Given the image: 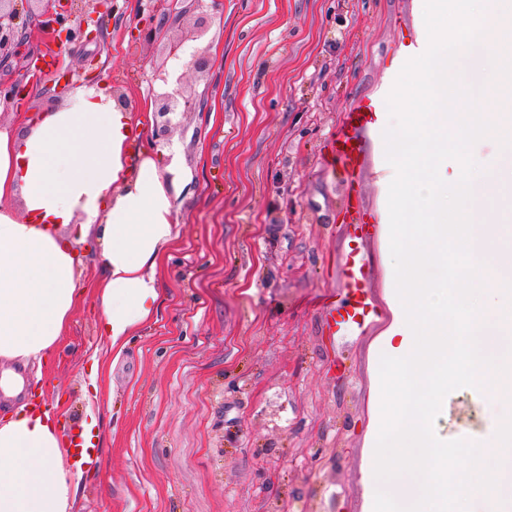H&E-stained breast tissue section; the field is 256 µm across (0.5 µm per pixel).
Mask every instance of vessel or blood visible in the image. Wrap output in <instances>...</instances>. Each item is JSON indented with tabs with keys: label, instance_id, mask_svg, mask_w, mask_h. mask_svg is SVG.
<instances>
[{
	"label": "vessel or blood",
	"instance_id": "1",
	"mask_svg": "<svg viewBox=\"0 0 512 512\" xmlns=\"http://www.w3.org/2000/svg\"><path fill=\"white\" fill-rule=\"evenodd\" d=\"M374 106L356 107L346 112L341 129L333 141L336 157L356 167L362 157L359 134L374 123ZM374 217L360 203H349L343 215L344 224L349 225L354 237L363 238L369 233ZM344 287L329 305L332 323L339 328L364 331L375 319L376 308L369 289V276L365 260L359 250H352L343 269Z\"/></svg>",
	"mask_w": 512,
	"mask_h": 512
}]
</instances>
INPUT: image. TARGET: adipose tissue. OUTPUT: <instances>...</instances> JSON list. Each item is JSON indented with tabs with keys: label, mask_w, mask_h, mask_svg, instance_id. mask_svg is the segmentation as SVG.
<instances>
[{
	"label": "adipose tissue",
	"mask_w": 512,
	"mask_h": 512,
	"mask_svg": "<svg viewBox=\"0 0 512 512\" xmlns=\"http://www.w3.org/2000/svg\"><path fill=\"white\" fill-rule=\"evenodd\" d=\"M131 116L103 85L76 86L68 104L0 131V200L20 198L21 213L0 209V361L42 363L69 315L85 302L75 254L92 244L102 330L114 355L153 316V274L175 241L177 162L146 154L131 163ZM71 234H63V227ZM79 453L47 410L15 408L0 423V512H70L92 463V427Z\"/></svg>",
	"instance_id": "adipose-tissue-1"
}]
</instances>
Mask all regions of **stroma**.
I'll return each mask as SVG.
<instances>
[{
  "label": "stroma",
  "instance_id": "obj_1",
  "mask_svg": "<svg viewBox=\"0 0 512 512\" xmlns=\"http://www.w3.org/2000/svg\"><path fill=\"white\" fill-rule=\"evenodd\" d=\"M27 45L0 61V128L25 135L23 115L66 104L44 55L39 19L20 0ZM420 0H224L180 18L124 0L93 41L60 43L72 73L122 94L147 120L160 86L153 72L170 41L206 52L185 68L195 108L160 134L130 141L177 152L192 181L175 214L178 237L155 275L150 322L113 360L100 334L92 249L80 252L87 301L70 317L37 385L80 428L92 358L112 364L97 406V461L73 512H272L277 499L306 512H367L365 436L375 411L372 364L391 322L382 235L364 239L375 322L330 329L325 303L343 288L350 197L381 211V160L371 130L351 169L329 145L343 115L376 99L408 36L424 29ZM30 92L22 104L3 93ZM494 418L469 388L448 395L435 422L449 439L488 433Z\"/></svg>",
  "mask_w": 512,
  "mask_h": 512
}]
</instances>
